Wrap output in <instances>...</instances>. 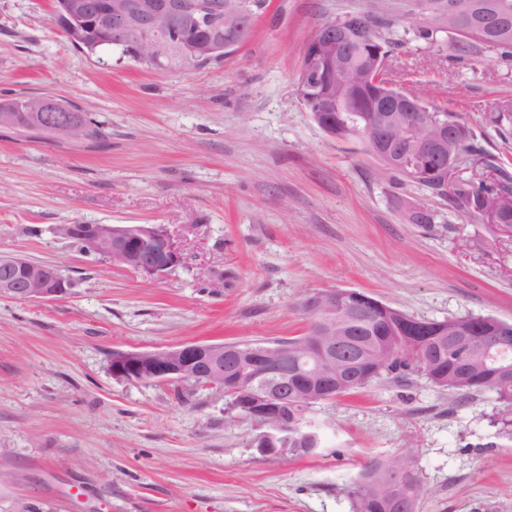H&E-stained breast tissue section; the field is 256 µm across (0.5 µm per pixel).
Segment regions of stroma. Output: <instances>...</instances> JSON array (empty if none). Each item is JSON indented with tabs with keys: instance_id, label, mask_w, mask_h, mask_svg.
I'll list each match as a JSON object with an SVG mask.
<instances>
[{
	"instance_id": "1",
	"label": "stroma",
	"mask_w": 512,
	"mask_h": 512,
	"mask_svg": "<svg viewBox=\"0 0 512 512\" xmlns=\"http://www.w3.org/2000/svg\"><path fill=\"white\" fill-rule=\"evenodd\" d=\"M52 0H0V99L51 95L98 121L71 141L0 128V256L52 264L54 301L0 295V512H352L360 469L411 458L416 512H512V434L490 392L399 368L308 413L321 446L269 457L263 425L204 385L115 378L113 353L302 335L317 292L368 293L418 319L512 323V236L381 172L296 94L327 20L377 11L397 88L456 113L512 169L485 122L512 100V59L455 58L414 37L410 0H268L223 61L154 69L72 47ZM419 201L431 228L408 223ZM61 224H158L183 255L148 279L60 236Z\"/></svg>"
}]
</instances>
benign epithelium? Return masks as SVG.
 Listing matches in <instances>:
<instances>
[{
	"label": "benign epithelium",
	"instance_id": "obj_1",
	"mask_svg": "<svg viewBox=\"0 0 512 512\" xmlns=\"http://www.w3.org/2000/svg\"><path fill=\"white\" fill-rule=\"evenodd\" d=\"M482 22L470 23V29H508L507 17L499 0L482 2ZM224 20V29L233 34L224 43L229 53L240 38L234 33L245 31L254 15L240 8L230 9L223 0H106L96 5L92 0H63L53 17L59 27L83 26L97 29L112 43L128 49L137 59L159 62L173 51L169 38L178 27L197 28L210 20ZM347 50L336 28H319L307 44L300 69L302 86L319 84L325 79L323 65L332 60L344 64ZM416 94L397 91L378 98L367 108L369 112H400L401 132L397 143L414 147L417 156L429 167L444 175V189L453 191L458 175L472 173L474 178L488 174L484 160L473 158L467 163L451 156L456 140L455 125L437 119L433 130L421 132L420 113L413 110ZM26 109L39 118L35 132L58 138L79 140L86 123L77 118L62 101L52 96H39L26 104ZM483 174H478V171ZM512 207V193L501 194L493 209L483 218L493 228L512 233V227L495 223L501 210ZM60 233L67 239L79 240L113 263L132 269L150 279L159 278L181 264L182 254L167 231L153 224H66ZM11 275L0 280V295L24 301H52L69 292V281L53 265H45L17 257H1ZM310 317V333L315 337L308 356L300 361L273 346L259 351L227 349L222 343H185L162 351H134L112 356V375L130 382L203 384L238 396L239 408L247 417L263 422L271 420L281 432L288 431V405L300 392L302 383H315L327 388L336 376L349 373L336 368L340 356L333 332L336 324H348L365 314L364 309L348 302V293L325 290L309 296L304 303ZM471 331L448 337L439 352H448L461 371L469 370L472 358ZM278 435L263 436L261 453L284 457L288 449L277 448Z\"/></svg>",
	"mask_w": 512,
	"mask_h": 512
}]
</instances>
